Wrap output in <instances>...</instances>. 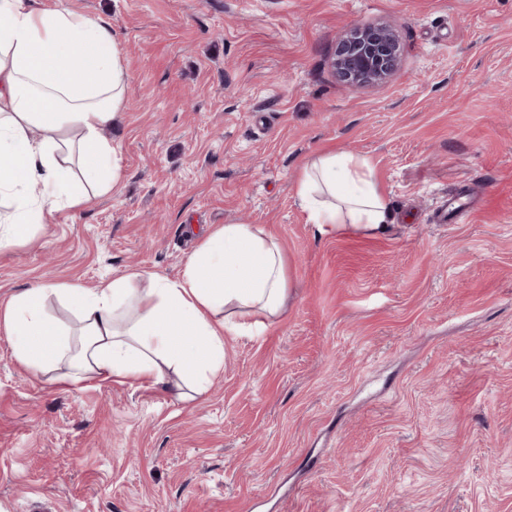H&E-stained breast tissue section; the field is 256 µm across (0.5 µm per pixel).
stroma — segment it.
<instances>
[{
	"label": "stroma",
	"mask_w": 512,
	"mask_h": 512,
	"mask_svg": "<svg viewBox=\"0 0 512 512\" xmlns=\"http://www.w3.org/2000/svg\"><path fill=\"white\" fill-rule=\"evenodd\" d=\"M40 2L117 37L123 176L0 250V302L177 278L235 222L279 239L288 291L189 402L33 377L0 333V512H512V0ZM383 22L398 73L346 87L339 36ZM327 148L372 162L385 232L309 224ZM452 196L465 220L434 223Z\"/></svg>",
	"instance_id": "1"
}]
</instances>
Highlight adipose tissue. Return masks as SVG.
<instances>
[{
  "mask_svg": "<svg viewBox=\"0 0 512 512\" xmlns=\"http://www.w3.org/2000/svg\"><path fill=\"white\" fill-rule=\"evenodd\" d=\"M129 74L111 26L35 0H0V249L31 243L54 212L80 210L121 179L117 122ZM38 195H30V188ZM320 233L385 231L386 198L367 159L325 151L298 182ZM282 248L264 225L214 229L179 278L132 272L87 289L45 281L0 303L13 360L56 383L149 384L194 395L224 368V339L259 336L287 293ZM56 298L74 332L45 311Z\"/></svg>",
  "mask_w": 512,
  "mask_h": 512,
  "instance_id": "adipose-tissue-1",
  "label": "adipose tissue"
}]
</instances>
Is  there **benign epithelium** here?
Listing matches in <instances>:
<instances>
[{"instance_id": "7a95c632", "label": "benign epithelium", "mask_w": 512, "mask_h": 512, "mask_svg": "<svg viewBox=\"0 0 512 512\" xmlns=\"http://www.w3.org/2000/svg\"><path fill=\"white\" fill-rule=\"evenodd\" d=\"M401 48L390 25H356L338 40L335 69L349 88L379 83L399 69Z\"/></svg>"}]
</instances>
